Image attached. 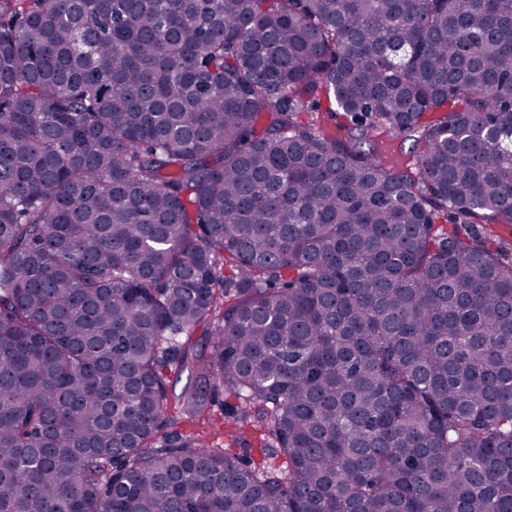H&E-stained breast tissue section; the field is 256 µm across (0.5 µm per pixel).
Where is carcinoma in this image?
Masks as SVG:
<instances>
[{"label":"carcinoma","mask_w":512,"mask_h":512,"mask_svg":"<svg viewBox=\"0 0 512 512\" xmlns=\"http://www.w3.org/2000/svg\"><path fill=\"white\" fill-rule=\"evenodd\" d=\"M441 212L512 223V0H0V512H512V260ZM215 383L285 474L164 430ZM298 120L312 122L319 126L325 133L344 140L347 137L349 119L344 112L336 106L333 96L329 100L325 95L321 96L320 107L315 112H300ZM374 138L385 149V160L388 166L406 169V165L411 162L409 157L411 140L403 142L401 138H393L385 133L375 134ZM211 327L212 324H203L199 326L191 336H182L181 340L184 343V347L187 353V362L182 373H180L178 376L172 375L170 378V385L174 387L176 394H180L183 387L185 386L188 375L191 373L190 370L195 366L196 356L204 351L206 333L208 330H210Z\"/></svg>","instance_id":"1"}]
</instances>
